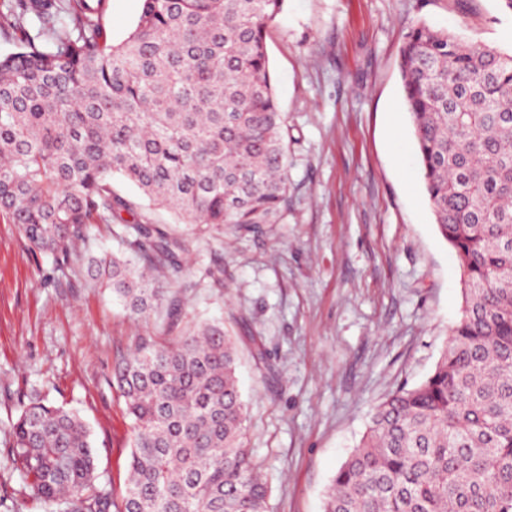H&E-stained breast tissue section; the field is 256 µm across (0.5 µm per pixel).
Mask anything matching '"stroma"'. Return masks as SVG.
I'll return each mask as SVG.
<instances>
[{"instance_id": "35a3bbf8", "label": "stroma", "mask_w": 512, "mask_h": 512, "mask_svg": "<svg viewBox=\"0 0 512 512\" xmlns=\"http://www.w3.org/2000/svg\"><path fill=\"white\" fill-rule=\"evenodd\" d=\"M419 22L512 50L499 0H286L266 33L289 130L282 222L201 232L151 210L191 258L159 287L238 339L244 445L271 489L267 512H322L373 409L433 372L462 316L458 260L436 230L403 100L399 50ZM105 252L129 254L120 225H89L58 263L0 219V512H58L9 457L10 425L37 395L83 418L97 486L125 490L130 421L112 369L163 320H134L94 286L84 257ZM216 264L220 288L204 275Z\"/></svg>"}]
</instances>
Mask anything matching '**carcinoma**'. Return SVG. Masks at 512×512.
I'll return each mask as SVG.
<instances>
[{"mask_svg": "<svg viewBox=\"0 0 512 512\" xmlns=\"http://www.w3.org/2000/svg\"><path fill=\"white\" fill-rule=\"evenodd\" d=\"M286 0H143L109 38L106 0H0V218L67 256L88 224H119L132 257H86L130 317L165 315L113 368L131 420L121 499L95 486L88 426L42 401L12 424L14 464L62 512H267L244 447L237 350L222 323L186 322L152 273L184 270L180 224H279L288 125L266 30ZM404 99L463 312L433 372L392 392L332 479L323 512H512V52L425 23L399 53ZM129 218H124V215Z\"/></svg>", "mask_w": 512, "mask_h": 512, "instance_id": "1", "label": "carcinoma"}]
</instances>
